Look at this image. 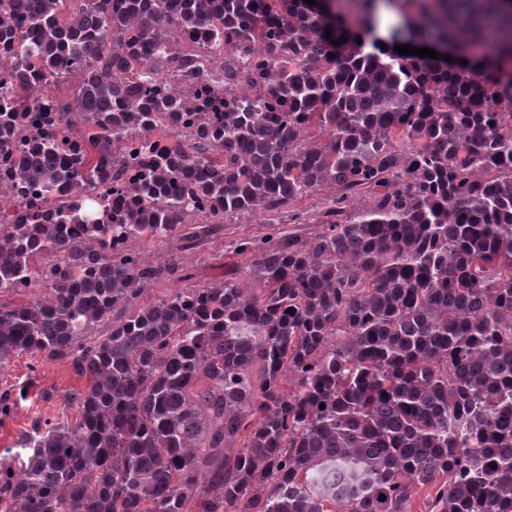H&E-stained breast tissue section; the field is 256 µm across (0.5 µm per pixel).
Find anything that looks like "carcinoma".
Returning a JSON list of instances; mask_svg holds the SVG:
<instances>
[{
	"mask_svg": "<svg viewBox=\"0 0 512 512\" xmlns=\"http://www.w3.org/2000/svg\"><path fill=\"white\" fill-rule=\"evenodd\" d=\"M70 2L0 0L18 106L31 68L47 88L76 75L67 125H85L68 158L49 131L15 161L56 208L47 224L10 200L0 292L23 293L36 257L50 298L0 305V365L27 353L89 381L66 397L75 421L34 424L17 464L0 460L5 512H411L425 486L424 512H512V77L488 80L512 57V0H385L394 39L488 47L456 67L382 50L376 0H357L365 48L305 0ZM193 86L224 91V111L185 135ZM21 118L0 112V150ZM159 126L170 140L145 147L140 203L116 224L91 191ZM328 185L317 234L240 242L259 288L139 307L182 267L109 242ZM23 391L0 392V419Z\"/></svg>",
	"mask_w": 512,
	"mask_h": 512,
	"instance_id": "carcinoma-1",
	"label": "carcinoma"
}]
</instances>
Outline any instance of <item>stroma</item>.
Instances as JSON below:
<instances>
[{
    "label": "stroma",
    "instance_id": "35a3bbf8",
    "mask_svg": "<svg viewBox=\"0 0 512 512\" xmlns=\"http://www.w3.org/2000/svg\"><path fill=\"white\" fill-rule=\"evenodd\" d=\"M329 191H322L295 200L284 206L274 218L260 215L225 219L212 224L199 219L193 224L194 236L158 238L148 234L133 240L131 247L148 262L177 260L187 276L167 280L149 288L141 304L156 302L171 292L185 288H206L224 280L244 279L250 264L248 255L238 253L236 246L244 238H261L270 230L309 236L318 230L327 207ZM306 213L305 223L293 222V214ZM27 388L25 399L18 402L12 415L0 424V454L12 447L34 421L55 422L75 419L77 410L68 406L66 396L71 389L83 387L84 382L62 361H41L23 354L0 365V390L11 385Z\"/></svg>",
    "mask_w": 512,
    "mask_h": 512
}]
</instances>
